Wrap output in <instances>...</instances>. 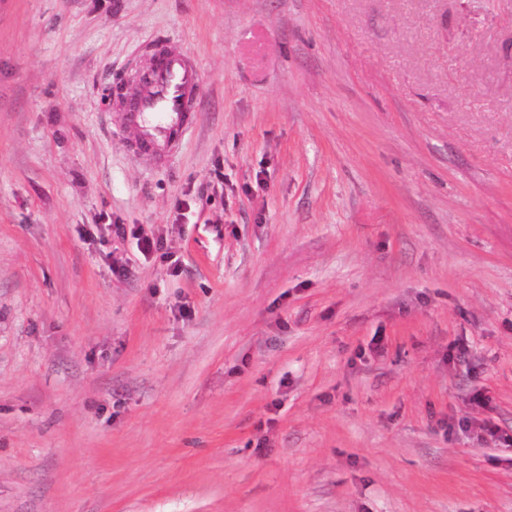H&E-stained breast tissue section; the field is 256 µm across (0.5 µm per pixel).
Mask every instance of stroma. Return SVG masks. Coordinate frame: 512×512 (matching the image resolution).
Wrapping results in <instances>:
<instances>
[{
    "label": "stroma",
    "instance_id": "35a3bbf8",
    "mask_svg": "<svg viewBox=\"0 0 512 512\" xmlns=\"http://www.w3.org/2000/svg\"><path fill=\"white\" fill-rule=\"evenodd\" d=\"M0 512H512V0H0ZM201 81L189 54L166 53L161 65L131 94L125 122L138 128L140 147L157 162H164L194 127Z\"/></svg>",
    "mask_w": 512,
    "mask_h": 512
}]
</instances>
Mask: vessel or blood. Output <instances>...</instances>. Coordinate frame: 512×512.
<instances>
[{
  "instance_id": "1",
  "label": "vessel or blood",
  "mask_w": 512,
  "mask_h": 512,
  "mask_svg": "<svg viewBox=\"0 0 512 512\" xmlns=\"http://www.w3.org/2000/svg\"><path fill=\"white\" fill-rule=\"evenodd\" d=\"M201 81L202 74L189 54L169 53L131 94L124 119L138 128L139 145L154 160L165 161L194 127Z\"/></svg>"
}]
</instances>
